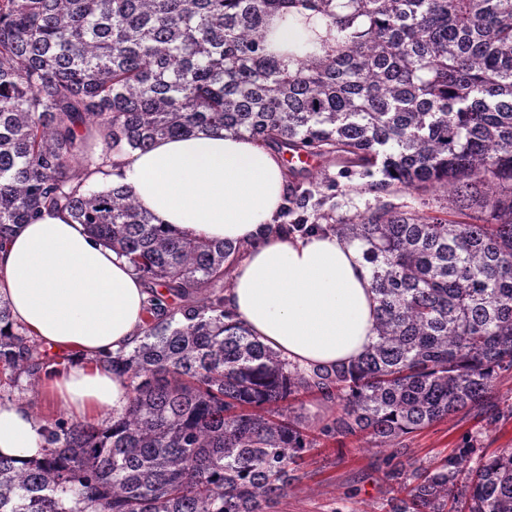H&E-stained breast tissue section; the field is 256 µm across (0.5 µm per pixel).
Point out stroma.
Instances as JSON below:
<instances>
[{"label": "stroma", "instance_id": "stroma-1", "mask_svg": "<svg viewBox=\"0 0 512 512\" xmlns=\"http://www.w3.org/2000/svg\"><path fill=\"white\" fill-rule=\"evenodd\" d=\"M351 183L352 190L327 196L325 209L350 216L382 205L418 210L426 202L434 207L446 203L440 192L423 196L409 190L389 193L371 188L369 178L359 173ZM489 416L486 410L460 413L412 434L405 441L410 460L426 462L448 455L468 440L487 454L512 448V418L492 425ZM388 454V449L356 439L326 442L306 457L298 481L276 504L275 512H379L387 497L380 464Z\"/></svg>", "mask_w": 512, "mask_h": 512}]
</instances>
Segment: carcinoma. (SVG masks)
<instances>
[{"mask_svg":"<svg viewBox=\"0 0 512 512\" xmlns=\"http://www.w3.org/2000/svg\"><path fill=\"white\" fill-rule=\"evenodd\" d=\"M291 2L0 0V244L66 212L149 290L140 344L107 359L130 382L122 417L46 419L40 461L0 456V512H270L320 435L405 454L450 415L512 418L492 404L512 377V0H348L346 16L305 0L336 49L289 70L264 26ZM211 127L342 178L379 173L388 192L448 193L338 219L317 180L288 182L277 230L332 231L368 265L377 340L349 365L289 366L224 308L241 246L177 236L129 187L90 182L115 155ZM40 365L0 298V369ZM303 395L336 405L317 432L291 411ZM383 475L385 512H512V448L469 441Z\"/></svg>","mask_w":512,"mask_h":512,"instance_id":"obj_1","label":"carcinoma"}]
</instances>
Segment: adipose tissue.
I'll return each mask as SVG.
<instances>
[{"label":"adipose tissue","mask_w":512,"mask_h":512,"mask_svg":"<svg viewBox=\"0 0 512 512\" xmlns=\"http://www.w3.org/2000/svg\"><path fill=\"white\" fill-rule=\"evenodd\" d=\"M265 39L290 69L298 57L335 47L336 29L298 2L269 18ZM109 180L130 186L155 223L244 246L224 305L290 363L307 370L346 364L375 342L376 302L360 249L330 232H268L288 191L274 150L208 128L114 156ZM0 295L20 324L72 357L67 367L46 371L42 394L81 418L120 417L129 382L103 358L133 350L148 298L127 259L68 214L46 213L0 244ZM44 425L24 405L0 404V456L20 468L40 459Z\"/></svg>","instance_id":"1"}]
</instances>
